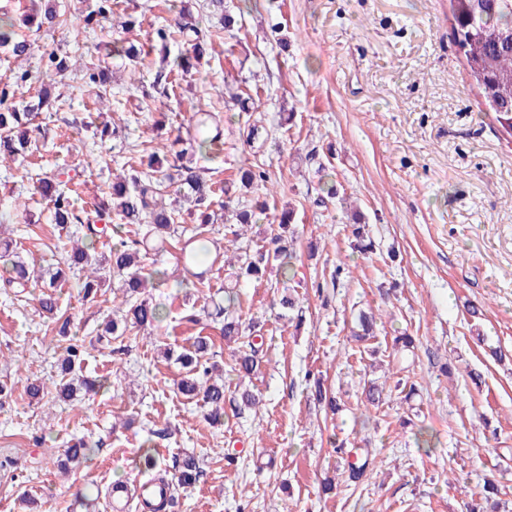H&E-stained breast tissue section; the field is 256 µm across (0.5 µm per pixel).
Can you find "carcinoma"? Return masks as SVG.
<instances>
[{"mask_svg": "<svg viewBox=\"0 0 512 512\" xmlns=\"http://www.w3.org/2000/svg\"><path fill=\"white\" fill-rule=\"evenodd\" d=\"M452 15V39L458 53L464 58L468 74L478 89L487 110L492 113L499 133L512 139V0H449ZM114 0H92L87 8L76 15L62 17L57 11L55 0H44V7L34 11L26 22L41 29H62L69 31L76 25L92 29L101 21L113 15ZM206 8L213 10L223 22L222 31L234 38L237 21L224 12V0H207ZM152 37L167 47L173 40L189 46L184 53L175 57L164 78L173 84L176 77L194 67L200 60L202 41L211 38L208 32L199 27L191 11L180 12V18L172 26L156 29ZM31 44L17 36L14 23L9 17L0 18V52L14 58L31 54ZM142 48L132 42L115 37L112 40V55L123 58L128 63H138ZM106 68L88 74V84L95 89V96L103 100ZM12 85H0V158H28L31 155L29 127L36 114L51 104L50 94L46 90L38 91L36 99L25 105L13 102ZM191 152L213 155L223 150L224 115L221 112H195L191 117L188 132ZM185 151L175 154L173 161L163 164L159 155H148L146 168L133 169L118 175L112 181V204L100 203L95 208L96 217L106 222L103 227L92 224L83 225V229L73 231L83 235L84 241L73 242L68 254L67 268L59 266L41 269L40 273L30 269L29 264L20 256L13 242L0 240V283L5 288L16 289V294L25 295L29 289H39L36 302L39 308L50 315L59 312L57 289L63 287L68 274H84V296H95L105 287L101 270L107 268L112 276L118 278L117 290L122 293L121 305L112 309L113 316L107 317L103 335L112 338L116 350L122 349L126 336L133 330L146 327L157 328L164 321L159 306L141 297L147 284H160L166 281L165 272L150 269L144 263L145 245L151 239L163 244L179 235L180 225L175 223L177 208L166 203L162 188L166 184L177 185L176 193L185 198L194 199L197 207V225L193 236L181 242L180 263L183 275L176 284L192 283L196 288L210 287L207 273L209 258L216 241L210 238L209 224L213 223L210 208L214 197L224 193V234L232 235L225 240V251L232 252L228 261L230 272L227 277L234 281L224 285V304H214L216 314L224 317L221 332L224 340H239L245 337L242 321V301L239 293L241 281L260 280L267 271L275 266L289 269L291 260L296 257L293 245L297 231L293 221L294 209L281 213L276 232L270 237L273 248L252 250L239 244L245 235V228L254 223L255 214L246 206L234 203L229 187H221L217 182L205 179L197 168L184 163ZM240 183L245 189H257L267 186L271 175L265 164L258 159L251 163H242L238 169ZM36 192L53 205V221L56 224H79L81 218L74 210L72 193L63 182L50 177H40L36 181ZM360 213L353 211L348 215L351 233L355 238L353 248L365 254L375 250V242L369 235L367 224L359 222ZM117 219L122 225H135L137 230L132 238H121L109 248L108 253L98 251L99 239L107 234L108 224ZM212 343L206 337L198 336L189 345L174 353L170 348L163 349L165 357L175 360L184 369V375L178 383V389L190 399L199 398L209 407L208 418L213 423L221 422L224 416L225 388L224 380L217 374L219 365L211 361ZM84 351L69 344L62 349L58 358V380L55 388L58 397L71 400L79 392L96 394L106 388L107 380L90 379L77 370L83 361ZM235 366L242 377H248L259 370V346L253 341L246 349L238 351ZM313 399L330 412L339 409L336 396L328 390L321 379L313 383ZM94 453V446L80 441L69 446L66 451L68 461L85 462ZM159 459L151 442L143 444L138 458V469L153 478L165 480L158 475ZM202 474L199 461L193 456L185 457L176 464L175 472L169 482L170 492L174 493L195 485Z\"/></svg>", "mask_w": 512, "mask_h": 512, "instance_id": "cac0c4a2", "label": "carcinoma"}]
</instances>
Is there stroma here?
I'll return each mask as SVG.
<instances>
[{
    "label": "stroma",
    "instance_id": "35a3bbf8",
    "mask_svg": "<svg viewBox=\"0 0 512 512\" xmlns=\"http://www.w3.org/2000/svg\"><path fill=\"white\" fill-rule=\"evenodd\" d=\"M178 4L118 0L115 15L141 20L142 42ZM224 7L242 23L233 55L212 39L197 68L169 91L156 74L162 56L180 53L177 44L116 72L106 106H98L83 71L112 63V36L100 29L20 28L33 51L25 60L0 55V77L31 73L16 102L43 86L61 98L33 122L32 160L39 174L66 172L79 182L80 211L160 140L174 139L193 109H222L223 153L193 162L258 209L246 238L252 247H268L271 226L293 209L303 318L278 320L283 291L275 273L243 283V307L267 357L243 379L231 357L239 346L225 342L220 322L182 319L205 296L223 299V261L209 273V293L170 283L146 289L169 317L163 328L126 337L118 356L97 341L111 305L86 300L79 280L69 279L59 290L71 319L66 339L85 346L84 375L111 383L73 406L49 384L66 340L59 322L32 298L0 288V512H111L105 490L117 480L142 482L141 445L163 426L161 463L191 455L205 473L177 492L174 512H470L482 505L488 479L501 488L499 512H512V143L496 131L452 41L449 0H224ZM52 52L80 54L79 69L46 73ZM228 77L258 92L266 132L254 146L234 132L239 112L218 95ZM102 112L124 125L123 147L86 131ZM254 151L275 180L270 194L235 179ZM319 162L365 215L375 254L353 249L338 203L314 206ZM25 168L0 161V234L20 243L26 260L47 266L64 255L60 231ZM21 203L27 216L17 213ZM342 262L352 276L332 285ZM362 310L375 314L377 327L359 342L352 330ZM201 333L214 344L227 391L250 388L261 399L258 411L237 417L229 404L214 425L207 406L178 393L183 370L159 349H181ZM405 333L415 338L413 350H395L394 338ZM472 370L481 385L470 380ZM387 371L413 395L389 390L364 409L365 380ZM310 373L323 375L339 398L335 416L315 404ZM36 379L47 389L34 400L27 387ZM420 429L430 448L418 447ZM74 438L97 450L65 473L60 463ZM354 451L369 459L357 482L346 478Z\"/></svg>",
    "mask_w": 512,
    "mask_h": 512
}]
</instances>
